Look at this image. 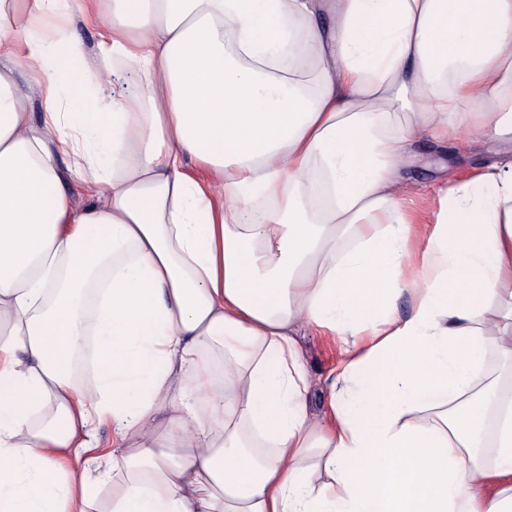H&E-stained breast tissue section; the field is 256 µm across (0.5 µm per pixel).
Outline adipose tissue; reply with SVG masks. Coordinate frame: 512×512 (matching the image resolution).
<instances>
[{"instance_id":"adipose-tissue-1","label":"adipose tissue","mask_w":512,"mask_h":512,"mask_svg":"<svg viewBox=\"0 0 512 512\" xmlns=\"http://www.w3.org/2000/svg\"><path fill=\"white\" fill-rule=\"evenodd\" d=\"M463 133L512 141V0H0V512H512V163L431 224L399 174ZM298 336L305 368L312 381L309 398V413L319 415L328 402V389L326 380L336 372L340 358L334 348L324 336L314 330H305Z\"/></svg>"}]
</instances>
